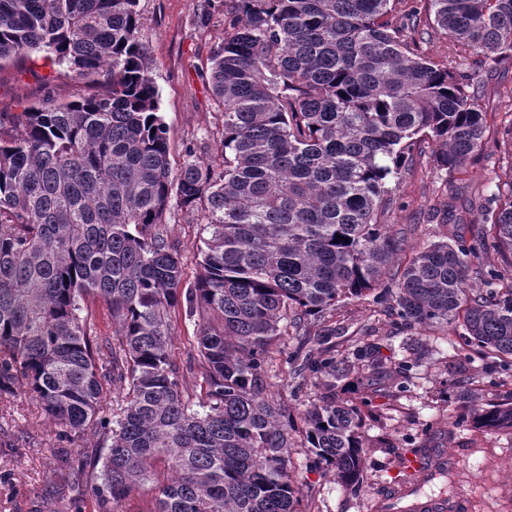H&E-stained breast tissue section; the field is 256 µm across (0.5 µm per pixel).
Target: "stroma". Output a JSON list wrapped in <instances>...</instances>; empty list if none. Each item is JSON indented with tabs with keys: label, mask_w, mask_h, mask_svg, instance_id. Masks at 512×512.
Segmentation results:
<instances>
[{
	"label": "stroma",
	"mask_w": 512,
	"mask_h": 512,
	"mask_svg": "<svg viewBox=\"0 0 512 512\" xmlns=\"http://www.w3.org/2000/svg\"><path fill=\"white\" fill-rule=\"evenodd\" d=\"M141 39L151 60L160 110L169 128L170 159L183 164L186 148L195 160L208 159L220 115L210 87L201 76L212 49L224 35V0H140ZM486 144L464 171L436 172L429 154L415 156L412 171L394 190L395 205L387 221L409 225L413 231L403 254L427 245L443 228L433 215L441 201L455 197L458 214L467 224H479L474 205L480 196L495 191L502 172L512 168V141L505 128L512 123L499 97L512 89V62L483 72ZM89 86L79 77L58 74L44 54L37 53L22 66L0 67V112L20 111L22 104L53 98L64 102L86 94ZM169 241L183 256L186 282L200 272L202 245L200 212L170 203ZM344 338L374 335L383 358L397 364L405 356L403 340L413 338L421 356L411 370L412 384L398 397L372 399L373 420L365 434L373 441L367 449L363 487L346 491L333 473L305 466L302 448L290 453L291 474L302 499L313 512H382L447 495L466 494L464 512H512V433L490 432L463 421L461 411L446 392L451 378L444 365L457 360L467 376L485 388L494 401L502 387L512 388V370L493 373L475 350L456 353L447 341L449 329L407 330L392 323L385 312L365 301H355L336 313ZM197 321L178 310L172 321L170 350L180 368L186 393L199 395L202 379L191 363L197 354ZM95 438L93 429L59 444L56 429L46 419L40 402L24 391L0 398V512H97L87 483L74 479L67 460L79 457ZM387 447H377L378 439ZM417 455L427 470L409 474L399 457Z\"/></svg>",
	"instance_id": "stroma-1"
}]
</instances>
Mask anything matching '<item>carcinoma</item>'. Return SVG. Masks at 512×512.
Wrapping results in <instances>:
<instances>
[{
  "label": "carcinoma",
  "mask_w": 512,
  "mask_h": 512,
  "mask_svg": "<svg viewBox=\"0 0 512 512\" xmlns=\"http://www.w3.org/2000/svg\"><path fill=\"white\" fill-rule=\"evenodd\" d=\"M138 6L0 0V63L44 53L90 85L0 113V395L25 384L60 442L97 430L76 470L99 512H119L159 463L157 512H304L294 432L306 467L355 493L373 414L342 391L356 376L391 396L410 366L387 367L366 336L338 350L336 306L371 296L407 329L457 323L490 363L512 361V174L479 201L470 242L450 199L452 233L400 266L408 229L383 221L421 144L447 173L483 150L469 59L512 61V0H227L202 73L221 117L214 161L189 147L176 170ZM434 37L448 40L438 59L421 48ZM173 197L209 234L191 286L168 241ZM491 250L500 266L473 264ZM90 297L115 335H97ZM183 306L198 321L195 399L169 349ZM276 345L314 388L298 420L270 390ZM453 388L474 427L512 432V390L487 403L468 378ZM114 389L119 412L103 416Z\"/></svg>",
  "instance_id": "obj_1"
}]
</instances>
